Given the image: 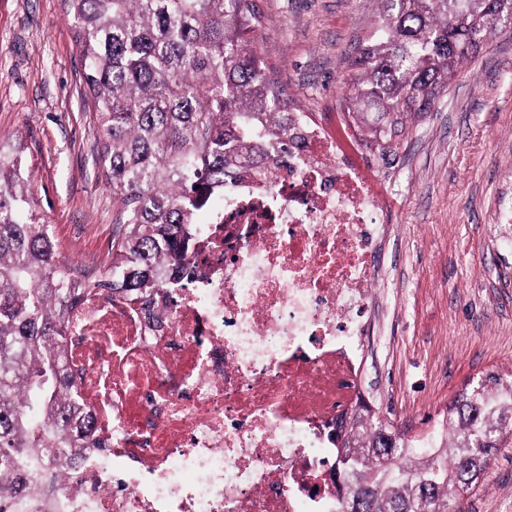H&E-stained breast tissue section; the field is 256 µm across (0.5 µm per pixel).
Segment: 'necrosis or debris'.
Here are the masks:
<instances>
[{
  "label": "necrosis or debris",
  "instance_id": "necrosis-or-debris-1",
  "mask_svg": "<svg viewBox=\"0 0 512 512\" xmlns=\"http://www.w3.org/2000/svg\"><path fill=\"white\" fill-rule=\"evenodd\" d=\"M294 119L286 161L197 212L186 272L71 307L97 447L61 461L63 512H336L328 432L362 393L389 219L342 138Z\"/></svg>",
  "mask_w": 512,
  "mask_h": 512
}]
</instances>
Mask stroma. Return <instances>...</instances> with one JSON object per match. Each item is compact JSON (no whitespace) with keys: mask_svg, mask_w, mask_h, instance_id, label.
<instances>
[{"mask_svg":"<svg viewBox=\"0 0 512 512\" xmlns=\"http://www.w3.org/2000/svg\"><path fill=\"white\" fill-rule=\"evenodd\" d=\"M257 50L290 105L343 114L352 62L380 0H256ZM63 0H0V138L20 141L36 211L61 259L101 271L117 206L98 162L95 117ZM394 212L399 259L381 287L383 419L426 434L486 373L512 375V29L465 64L396 154L369 153ZM455 512H512V447Z\"/></svg>","mask_w":512,"mask_h":512,"instance_id":"35a3bbf8","label":"stroma"}]
</instances>
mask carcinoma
Here are the masks:
<instances>
[{
  "instance_id": "cac0c4a2",
  "label": "carcinoma",
  "mask_w": 512,
  "mask_h": 512,
  "mask_svg": "<svg viewBox=\"0 0 512 512\" xmlns=\"http://www.w3.org/2000/svg\"><path fill=\"white\" fill-rule=\"evenodd\" d=\"M97 122L98 159L118 206L106 270L63 273L33 209L24 147L0 139V512H60L62 458L96 447L69 389L65 321L94 288L162 287L189 258L194 211L224 180L288 149V98L259 58L254 0H63ZM356 58L346 114L381 159L448 91V67L476 57L512 0H380ZM330 440L336 512H448L512 443V379L489 373L441 423L408 438L361 402Z\"/></svg>"
}]
</instances>
